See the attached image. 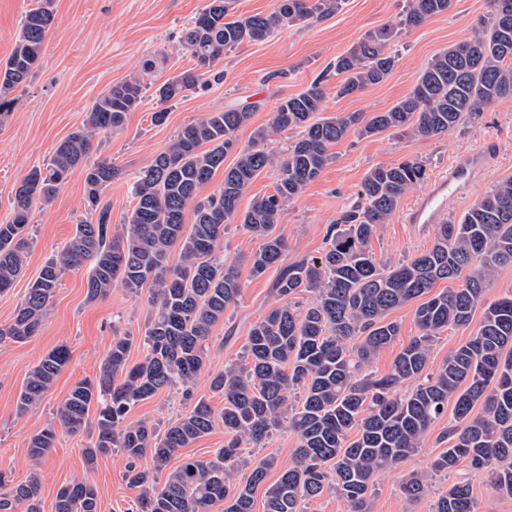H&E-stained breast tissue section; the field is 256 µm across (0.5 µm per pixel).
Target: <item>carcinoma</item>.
Instances as JSON below:
<instances>
[{"instance_id": "carcinoma-1", "label": "carcinoma", "mask_w": 512, "mask_h": 512, "mask_svg": "<svg viewBox=\"0 0 512 512\" xmlns=\"http://www.w3.org/2000/svg\"><path fill=\"white\" fill-rule=\"evenodd\" d=\"M233 2L208 0L185 30L182 48L194 67L155 90L153 124L166 121L169 103L220 78L213 68L232 49L267 42L280 28L326 19L344 0H280L270 15L246 16L233 13ZM450 3L406 0L398 23L365 33L336 57V94L345 97L382 83L397 64L394 45L402 31L448 12ZM53 20L52 0H36L26 14L0 67V121L14 107L12 93L39 66ZM329 80L324 73L282 99L268 126L243 147L237 132L258 109L256 102L208 112L185 125L139 172L132 187L136 203L119 229H112L111 208L102 203V190L119 169L107 160L84 167L86 210L93 220L76 226L61 255L42 267L12 322L0 324V344L36 335L63 275L83 267L89 302L106 299L118 287L147 293L154 314L140 339L142 360L130 364L133 339L113 330L98 376L76 382L57 410L59 424L73 434L85 431L90 411H96L94 435L83 448L86 462L120 450L128 461L125 479L139 490L137 512H209L218 503L223 512H253L255 491L274 470L278 477L265 489L264 512H302L305 501L325 493L340 498L348 512H371L375 476L414 455L449 411V446L433 472L448 473L464 463L496 493L512 497V295L485 304L495 275L512 267V178L494 185L459 220L437 225L429 248L396 265L376 261L368 245L407 192L426 180L427 165L419 159L371 168L360 203L329 225L319 256L284 263L285 238L276 232L285 206L318 178L332 160L330 146L350 131L364 137L390 129L422 139L445 136L463 119L512 98V0H491L490 16L473 35L431 58L409 94L386 111L319 117ZM143 97L138 81L112 85L96 99L84 127L23 177L9 216L0 221V294L23 274L33 244V205H49L82 165L94 138L122 129ZM293 129L299 137L285 157L264 148L268 134ZM231 152L236 160L226 168L224 157ZM275 165L280 175L274 192L253 198L239 212L256 177ZM221 168L220 186L198 196ZM236 219L260 246L229 258L224 231ZM244 266L252 277L277 267L274 290L283 304L252 325L244 360L225 364L211 378V391L224 398L217 413L209 400L194 398L193 386L207 365L212 328L243 292ZM441 280L456 287L432 292ZM306 292L314 300L302 305L296 298ZM408 304L415 305L418 335L402 343L399 324L388 316ZM479 307L478 329L434 372H426L437 336L450 327H468ZM396 343L390 370L381 376L371 372L379 353ZM70 359L67 346L59 345L30 370L17 414L42 400ZM407 382L411 387L404 392ZM174 387L182 390L187 407L163 432L130 418L136 404ZM478 405L482 412L475 415ZM218 422L227 436L224 447L208 459L186 458L169 468L180 449ZM282 427L297 441L288 467L278 468L274 456L243 458L244 446L257 448ZM55 440L52 425L31 438L33 468L24 481L13 484L0 474V512L20 505L25 512H41L39 464ZM242 467L249 476L238 483L235 474ZM400 491L409 501L424 497L428 476H404ZM98 505L96 489L77 478L58 490L54 512H99ZM435 512H479L471 482L449 485Z\"/></svg>"}]
</instances>
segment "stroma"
Masks as SVG:
<instances>
[{
    "label": "stroma",
    "mask_w": 512,
    "mask_h": 512,
    "mask_svg": "<svg viewBox=\"0 0 512 512\" xmlns=\"http://www.w3.org/2000/svg\"><path fill=\"white\" fill-rule=\"evenodd\" d=\"M208 0H53L54 21L44 43L35 74L15 92L16 105L0 122V220L12 207L14 187L32 167L45 163L56 145L82 127L95 100L110 86L127 80L140 81L145 89L142 104L128 113L121 131L97 136L89 163L112 161L121 174L103 192L112 208L113 224H122L132 209V184L137 173L163 151L188 123L227 106L259 103L251 121L237 133L239 144H248L256 128L267 126L281 99L305 90L312 80L347 52L366 32L397 23L405 0H345L342 10L321 21L277 31L265 43H245L217 65L220 80L203 90L187 93L175 102L165 124L156 126L151 114L157 108L154 92L174 74L194 61L180 50L179 40ZM34 0H0V64L10 56L24 16ZM491 10L490 0H452L447 14L428 19L404 31L399 61L381 84L340 97L335 82H327L324 116L343 112H382L412 89L419 73L437 53L471 36L481 18ZM474 149L488 150L487 170L471 192L448 200V214L459 219L499 181L512 177V98L485 108L477 118L465 120L452 134L421 139L387 130L363 138L351 132L331 146L333 160L301 196L288 205L278 219V232L287 243V262L319 255L325 246L329 224L339 213L359 200L366 173L376 166H390L417 158L427 164L430 178L447 170L449 162ZM429 182L411 190L378 232L369 248L376 260L401 262L430 246L402 221V210L425 196ZM84 201V171L75 169L53 202L34 205L30 230L33 245L24 274L12 289L0 294V324L10 322L15 309L43 264L60 255L77 224L88 220ZM275 270L250 278L239 301L232 305L209 336V361L197 379L195 397L209 399L215 409L224 401L210 391V380L225 363L241 360L252 324L278 305L272 285ZM85 270L67 272L40 332L21 343L0 345V472L13 481L24 480L31 471V438L56 423V411L73 385L95 377L105 357L113 330L142 336L154 309L146 296L113 289L105 300L85 299ZM71 353L67 367L57 376L45 398L24 415H17L16 401L31 368L59 345ZM185 410L181 391L166 390L139 403L132 419L164 425ZM448 418H441L428 431L414 455L393 471L375 478L374 512H432L450 479H462L466 467L452 477L437 476L428 494L410 502L400 491L402 476L430 471L433 461L449 443ZM88 433L72 434L58 429L54 448L40 464L43 512H53L59 488L80 478L94 485L99 512H127L136 498L124 475L127 460L119 451L99 457L88 465L83 447Z\"/></svg>",
    "instance_id": "35a3bbf8"
}]
</instances>
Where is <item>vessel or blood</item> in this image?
Returning a JSON list of instances; mask_svg holds the SVG:
<instances>
[{
  "label": "vessel or blood",
  "mask_w": 512,
  "mask_h": 512,
  "mask_svg": "<svg viewBox=\"0 0 512 512\" xmlns=\"http://www.w3.org/2000/svg\"><path fill=\"white\" fill-rule=\"evenodd\" d=\"M487 155L478 150L462 156L449 165L434 181L430 192L404 216L405 223L418 231L430 232L433 225L448 220V199L465 195L485 170Z\"/></svg>",
  "instance_id": "obj_1"
}]
</instances>
